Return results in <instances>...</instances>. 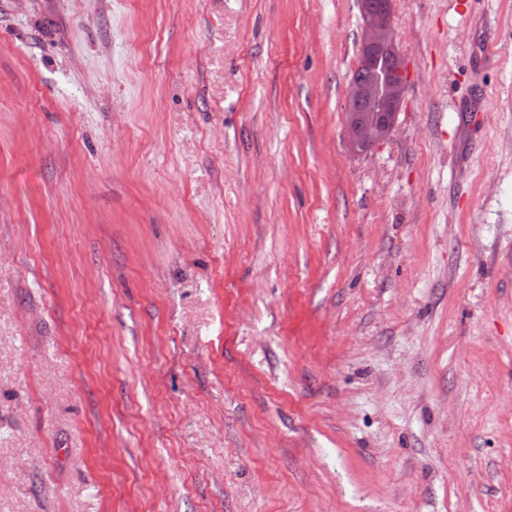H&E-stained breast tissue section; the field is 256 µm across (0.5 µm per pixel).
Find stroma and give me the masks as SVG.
I'll use <instances>...</instances> for the list:
<instances>
[{
    "mask_svg": "<svg viewBox=\"0 0 512 512\" xmlns=\"http://www.w3.org/2000/svg\"><path fill=\"white\" fill-rule=\"evenodd\" d=\"M0 0V512H512V0ZM393 0H359L363 20L359 36L360 66L373 70L385 59L387 66L379 79L362 80L353 77L372 78L365 69L357 68L352 76L347 94L345 132L351 146L361 140L370 146L390 137L396 126L406 90V60L394 39ZM370 105L373 115L370 121L358 123L355 107Z\"/></svg>",
    "mask_w": 512,
    "mask_h": 512,
    "instance_id": "stroma-1",
    "label": "stroma"
}]
</instances>
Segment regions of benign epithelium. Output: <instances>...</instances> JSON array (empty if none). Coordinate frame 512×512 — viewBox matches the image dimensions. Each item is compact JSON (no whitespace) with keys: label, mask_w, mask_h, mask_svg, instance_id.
Returning a JSON list of instances; mask_svg holds the SVG:
<instances>
[{"label":"benign epithelium","mask_w":512,"mask_h":512,"mask_svg":"<svg viewBox=\"0 0 512 512\" xmlns=\"http://www.w3.org/2000/svg\"><path fill=\"white\" fill-rule=\"evenodd\" d=\"M363 20L359 36L360 66L373 69L381 60L387 66L378 79L351 80L347 94L345 132L349 143L361 140L372 146L390 137L396 126L406 90V60L394 39L393 0H359ZM370 105L374 115L363 124L356 106Z\"/></svg>","instance_id":"1"}]
</instances>
